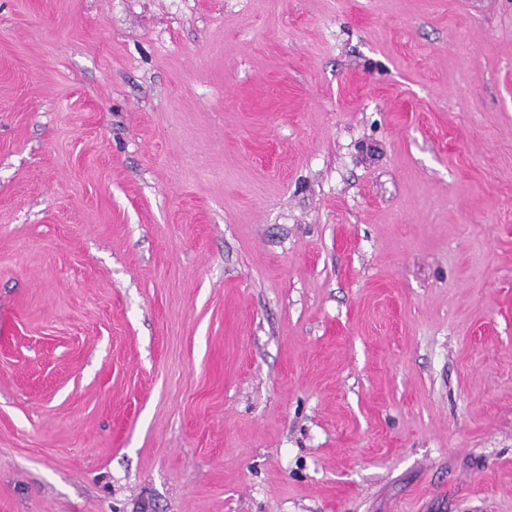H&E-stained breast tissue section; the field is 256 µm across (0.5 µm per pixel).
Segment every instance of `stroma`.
<instances>
[{
	"label": "stroma",
	"instance_id": "1",
	"mask_svg": "<svg viewBox=\"0 0 512 512\" xmlns=\"http://www.w3.org/2000/svg\"><path fill=\"white\" fill-rule=\"evenodd\" d=\"M0 512H512V0H0Z\"/></svg>",
	"mask_w": 512,
	"mask_h": 512
}]
</instances>
